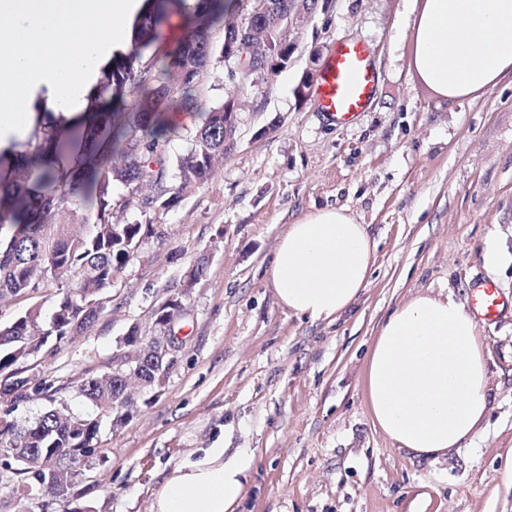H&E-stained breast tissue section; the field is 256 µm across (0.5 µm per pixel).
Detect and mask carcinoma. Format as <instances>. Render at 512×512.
Segmentation results:
<instances>
[{
	"instance_id": "cac0c4a2",
	"label": "carcinoma",
	"mask_w": 512,
	"mask_h": 512,
	"mask_svg": "<svg viewBox=\"0 0 512 512\" xmlns=\"http://www.w3.org/2000/svg\"><path fill=\"white\" fill-rule=\"evenodd\" d=\"M240 5L242 0H177L175 8L189 17L191 27L172 50L154 51L143 66L154 27L169 11L160 0H144L130 46L100 68L90 112L70 120L47 112L26 140L0 149V167L8 168L0 175V231L7 230L0 236V303L19 304L63 275L77 274L54 301L47 334L37 344L28 345L24 337L42 320V306H27L0 322V398L25 400L32 389L53 399L60 387L28 376V360L94 325L114 273L133 258L143 237L156 234L151 214L176 208L185 188L208 184L216 160L232 150L224 137V105L204 101L200 78L213 53L210 30ZM174 109L198 114L199 124L169 123L167 114ZM175 141L184 145V153L173 162L168 149ZM115 181L127 190L125 206L145 221L114 222ZM65 214L80 216L81 234L59 221ZM184 308L182 296L167 299L155 314L156 326L166 328L172 318L165 313ZM79 393L101 412H111L121 382L110 373L90 376L81 381ZM98 434V422L83 419L71 428L68 417L52 407L28 425L0 416V441H10L23 456L4 458L0 468L19 478L12 488L18 500L35 484L46 496L66 502L70 488L45 480L38 459L45 454L88 459Z\"/></svg>"
}]
</instances>
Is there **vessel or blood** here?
I'll return each mask as SVG.
<instances>
[{"label":"vessel or blood","instance_id":"1","mask_svg":"<svg viewBox=\"0 0 512 512\" xmlns=\"http://www.w3.org/2000/svg\"><path fill=\"white\" fill-rule=\"evenodd\" d=\"M378 82L370 45L359 40L337 41L315 78L317 109L336 125H350L371 105ZM508 308L512 309V299L502 295L496 282L484 279L474 283L471 310L478 321L494 323Z\"/></svg>","mask_w":512,"mask_h":512}]
</instances>
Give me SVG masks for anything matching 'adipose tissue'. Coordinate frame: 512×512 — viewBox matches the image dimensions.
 Here are the masks:
<instances>
[{
  "instance_id": "1",
  "label": "adipose tissue",
  "mask_w": 512,
  "mask_h": 512,
  "mask_svg": "<svg viewBox=\"0 0 512 512\" xmlns=\"http://www.w3.org/2000/svg\"><path fill=\"white\" fill-rule=\"evenodd\" d=\"M413 62L438 95L457 100L512 74V0H425ZM375 244L345 207L305 215L281 236L269 270L283 308L333 320L365 287ZM477 324L452 297L420 293L379 326L365 375L374 424L398 449L440 460L473 441L490 406ZM246 450H206L175 467L153 512H235L246 489Z\"/></svg>"
}]
</instances>
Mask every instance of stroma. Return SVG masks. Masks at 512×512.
Masks as SVG:
<instances>
[{"label": "stroma", "mask_w": 512, "mask_h": 512, "mask_svg": "<svg viewBox=\"0 0 512 512\" xmlns=\"http://www.w3.org/2000/svg\"><path fill=\"white\" fill-rule=\"evenodd\" d=\"M424 0H333L290 24L286 68L238 85L235 60L215 51L201 86L208 104L239 100L234 138L208 185L156 215L104 292L84 335L29 363L62 383L56 407L100 415L97 450L80 467L75 498L51 506L151 512L180 462L204 449L251 458L240 512H512V311L479 325L493 402L471 445L438 463L395 449L373 424L364 379L377 328L421 291L470 300L490 278L512 296V76L469 98L437 96L412 66L413 24ZM339 40L373 49L372 106L339 127L297 87ZM349 208L376 243L356 303L333 321L281 307L268 270L289 224L325 207ZM504 255L484 263L488 247ZM203 272L194 285L186 275ZM187 291L177 365L161 387L132 389L113 425L78 392L110 372L131 326Z\"/></svg>", "instance_id": "35a3bbf8"}]
</instances>
